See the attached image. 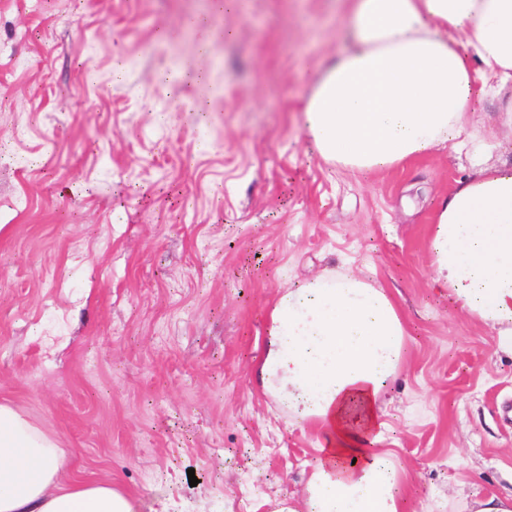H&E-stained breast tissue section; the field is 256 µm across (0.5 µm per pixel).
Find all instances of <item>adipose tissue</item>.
Masks as SVG:
<instances>
[{
    "mask_svg": "<svg viewBox=\"0 0 512 512\" xmlns=\"http://www.w3.org/2000/svg\"><path fill=\"white\" fill-rule=\"evenodd\" d=\"M353 47L313 87L304 120L322 158L381 170L448 141L466 147L472 44L484 86L512 84V0H349ZM444 198L429 241L432 281L512 352V166L475 162ZM393 298L349 272L288 289L257 365L263 391L320 423L323 456L302 506L278 512H401L394 461L369 445L405 353ZM65 449L0 404V512H136L111 485L64 480Z\"/></svg>",
    "mask_w": 512,
    "mask_h": 512,
    "instance_id": "ef3b65f1",
    "label": "adipose tissue"
}]
</instances>
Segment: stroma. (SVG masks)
Listing matches in <instances>:
<instances>
[{
  "mask_svg": "<svg viewBox=\"0 0 512 512\" xmlns=\"http://www.w3.org/2000/svg\"><path fill=\"white\" fill-rule=\"evenodd\" d=\"M350 46L346 0H0V402L136 512L302 503L322 429L252 367L279 295L343 269L408 330L375 442L403 512L512 490V354L428 249L470 150L512 165V91L474 82L469 151L351 171L302 117Z\"/></svg>",
  "mask_w": 512,
  "mask_h": 512,
  "instance_id": "1",
  "label": "stroma"
}]
</instances>
